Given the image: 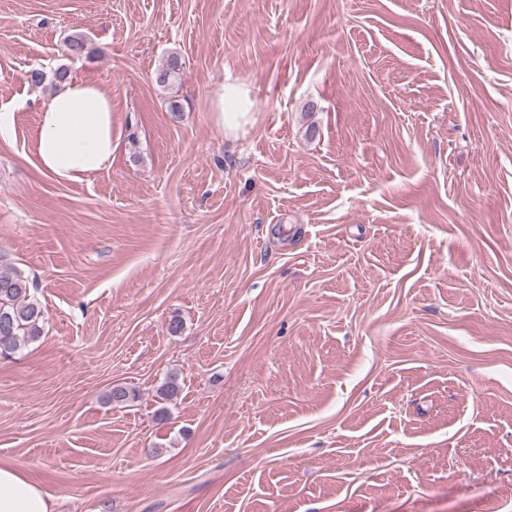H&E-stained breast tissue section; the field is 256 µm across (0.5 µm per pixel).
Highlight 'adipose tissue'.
Masks as SVG:
<instances>
[{"instance_id":"adipose-tissue-1","label":"adipose tissue","mask_w":512,"mask_h":512,"mask_svg":"<svg viewBox=\"0 0 512 512\" xmlns=\"http://www.w3.org/2000/svg\"><path fill=\"white\" fill-rule=\"evenodd\" d=\"M248 88L220 83L210 94L213 123L235 138L254 122ZM112 97L99 84L73 77L41 105L35 154L40 171L60 183H83L112 164ZM0 512H50V498L14 465L0 464Z\"/></svg>"}]
</instances>
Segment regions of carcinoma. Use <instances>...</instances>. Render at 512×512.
Wrapping results in <instances>:
<instances>
[{"instance_id":"carcinoma-1","label":"carcinoma","mask_w":512,"mask_h":512,"mask_svg":"<svg viewBox=\"0 0 512 512\" xmlns=\"http://www.w3.org/2000/svg\"><path fill=\"white\" fill-rule=\"evenodd\" d=\"M67 54L73 57L89 56L93 49L82 34L65 40ZM183 62L179 55H170L155 74V82L166 87L183 75ZM45 310L31 294L30 280L16 267L9 255L0 250V356L8 357L21 346L38 341L44 330ZM180 391L178 373L169 374L159 388L160 397L172 400ZM137 399L135 390L116 385L106 393V401L124 406Z\"/></svg>"}]
</instances>
